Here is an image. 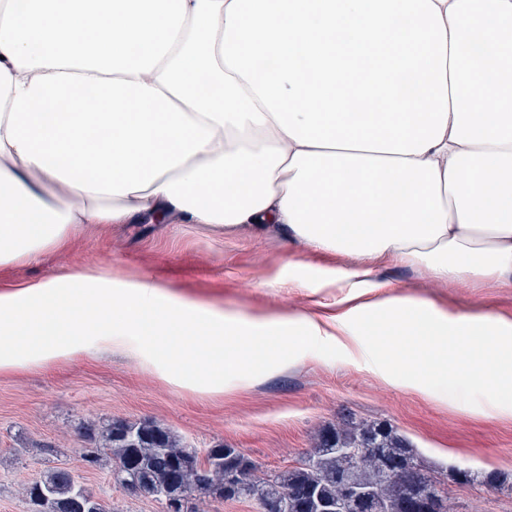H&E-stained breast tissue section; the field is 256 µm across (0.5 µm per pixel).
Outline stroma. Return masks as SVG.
Instances as JSON below:
<instances>
[{
	"label": "stroma",
	"instance_id": "stroma-1",
	"mask_svg": "<svg viewBox=\"0 0 512 512\" xmlns=\"http://www.w3.org/2000/svg\"><path fill=\"white\" fill-rule=\"evenodd\" d=\"M351 259L297 249L277 226L220 236L202 224H118L78 233L69 251L36 263L0 267V287L55 276L80 265L115 278L149 275L177 294L243 315L335 311L339 290L321 278ZM380 281L454 312L512 319V286L492 279L442 282L421 264L390 257ZM458 407L386 383L364 361L336 346L295 357L282 371L242 392L197 395L161 381L129 357L101 353L13 374H0V512H28L26 488L44 470L69 469L107 512H163L151 499L114 485L110 468L86 471L80 422L153 419L198 453L239 448L265 473L296 463L326 424L391 423L435 473L450 468L512 474V421L479 414L480 395L460 386ZM449 512H512V487L448 482Z\"/></svg>",
	"mask_w": 512,
	"mask_h": 512
}]
</instances>
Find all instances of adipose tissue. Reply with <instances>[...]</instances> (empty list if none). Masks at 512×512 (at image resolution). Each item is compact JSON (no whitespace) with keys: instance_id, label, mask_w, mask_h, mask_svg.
Segmentation results:
<instances>
[{"instance_id":"obj_1","label":"adipose tissue","mask_w":512,"mask_h":512,"mask_svg":"<svg viewBox=\"0 0 512 512\" xmlns=\"http://www.w3.org/2000/svg\"><path fill=\"white\" fill-rule=\"evenodd\" d=\"M0 0V266L85 224L276 225L354 257L335 314L250 317L75 268L0 293V374L99 350L196 393L327 343L512 419V320L381 290L373 261L512 284V0ZM374 293L362 302L365 293ZM380 332H364L368 309Z\"/></svg>"}]
</instances>
